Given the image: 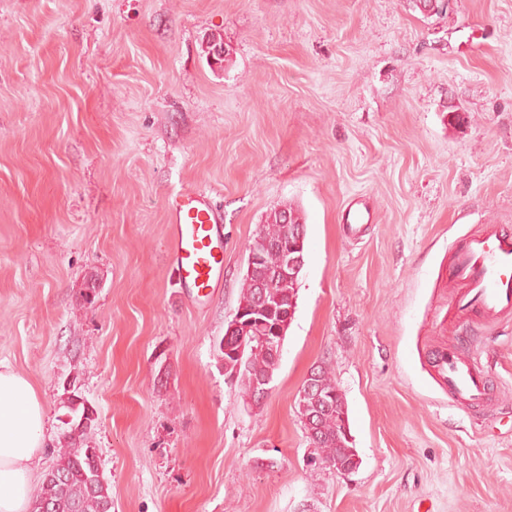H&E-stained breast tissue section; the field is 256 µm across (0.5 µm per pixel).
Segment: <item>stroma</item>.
Listing matches in <instances>:
<instances>
[{
    "mask_svg": "<svg viewBox=\"0 0 512 512\" xmlns=\"http://www.w3.org/2000/svg\"><path fill=\"white\" fill-rule=\"evenodd\" d=\"M193 188L224 235L196 301L166 251ZM353 202L371 220L350 232ZM288 204L307 260L255 407L216 345ZM488 224L512 227V0H0V362L44 408L34 484L71 392L98 413L112 512H512V315L458 325L446 275ZM457 345L487 366L485 405L435 378ZM318 366L347 403L348 475L297 413Z\"/></svg>",
    "mask_w": 512,
    "mask_h": 512,
    "instance_id": "35a3bbf8",
    "label": "stroma"
}]
</instances>
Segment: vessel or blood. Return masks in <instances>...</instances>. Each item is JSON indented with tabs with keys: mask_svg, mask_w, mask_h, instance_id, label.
<instances>
[{
	"mask_svg": "<svg viewBox=\"0 0 512 512\" xmlns=\"http://www.w3.org/2000/svg\"><path fill=\"white\" fill-rule=\"evenodd\" d=\"M219 222L206 191L177 194L169 204L167 252L181 283L204 295L219 287L224 271ZM448 279L459 288L458 317L492 323L512 314V229L493 224L455 242ZM436 375L460 407L489 400L486 369L464 351H443Z\"/></svg>",
	"mask_w": 512,
	"mask_h": 512,
	"instance_id": "b4317fda",
	"label": "vessel or blood"
}]
</instances>
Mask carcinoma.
<instances>
[{"label":"carcinoma","mask_w":512,"mask_h":512,"mask_svg":"<svg viewBox=\"0 0 512 512\" xmlns=\"http://www.w3.org/2000/svg\"><path fill=\"white\" fill-rule=\"evenodd\" d=\"M296 217L297 227L306 231L305 219L300 210L286 205L272 210L251 238L247 250L256 246V238L262 237L270 244L277 243L285 233L284 215ZM298 278L283 270L281 254L274 248L264 252L261 268L243 279L239 303L251 308L256 296L264 293V304L272 306L274 314L294 319L297 307ZM281 354L254 342L242 359H232L240 364L237 381L246 399L259 400L260 389L266 379L275 375L280 366ZM315 391L320 396L334 399L333 406L325 409L315 401L298 410L300 418H309L303 423L310 444L321 453V460L334 463L342 461L351 469L359 468L361 460L353 447L348 409L343 393L337 387L332 374L325 368L311 371ZM62 407L72 416L64 423L59 435L55 461L45 472L41 486L31 502V512H41L46 504L50 512H108L112 504L110 488L98 473L101 467L97 449L92 445L98 415L84 401L69 397Z\"/></svg>","instance_id":"1"}]
</instances>
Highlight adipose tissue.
Instances as JSON below:
<instances>
[{"label": "adipose tissue", "instance_id": "obj_1", "mask_svg": "<svg viewBox=\"0 0 512 512\" xmlns=\"http://www.w3.org/2000/svg\"><path fill=\"white\" fill-rule=\"evenodd\" d=\"M45 415L26 377L0 364V512H26Z\"/></svg>", "mask_w": 512, "mask_h": 512}]
</instances>
